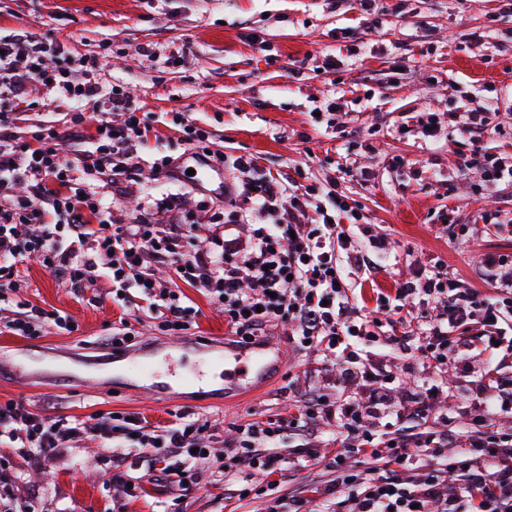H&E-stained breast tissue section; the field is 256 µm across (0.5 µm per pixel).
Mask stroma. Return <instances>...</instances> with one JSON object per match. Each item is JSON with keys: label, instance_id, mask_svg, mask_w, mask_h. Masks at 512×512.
<instances>
[{"label": "stroma", "instance_id": "obj_1", "mask_svg": "<svg viewBox=\"0 0 512 512\" xmlns=\"http://www.w3.org/2000/svg\"><path fill=\"white\" fill-rule=\"evenodd\" d=\"M376 24H369L356 0H0V33H25L63 45L73 62L94 57L100 96L71 100L34 83L12 121L21 139L63 128L74 113L105 111L112 87L130 95V107L147 127L136 145L139 173L125 194L146 209L166 197L183 201V221L200 225L194 245L205 252L235 214L224 204L220 180L198 182L195 163L173 128L179 112L190 113L208 132L211 152L253 156L260 173L291 177L320 190L336 188L359 205L372 230L395 247L385 271L368 277L350 270L352 297L362 311L378 293L394 294L402 280L429 261L473 287L490 282L483 254L512 255V232L483 224L485 210L512 214V183L480 197L476 175L461 178L468 140L454 130L458 114L474 109L498 112V126L484 136V152L512 155V45L503 46L500 24L490 15L499 0H382ZM336 66L325 69L326 58ZM432 112L438 135L422 136L419 123ZM403 166H394V158ZM454 191H447V183ZM22 302L55 308L73 317L67 334L19 337L0 333V354L37 352L31 382L0 381V402L21 400L40 414L87 418L134 413L165 426L184 409L211 433V456L201 481L181 490L176 476L149 471L129 456L123 469L135 493L112 481V452L101 439L76 442L57 459L34 464L0 441V501L35 512H267L270 499H243L224 492L225 439L254 420L294 413L296 396L329 393L340 367L310 351L287 346V364L259 392L225 397L222 385L180 399L156 400L138 379L113 385L108 372L93 384L56 386L62 371L83 374L87 358L101 355L123 313L113 303L109 276L98 292L66 288L36 261L21 268ZM195 311L189 337L199 346L225 335L224 308L185 288ZM369 356L384 370L393 396L447 388L427 423L382 416L372 430L392 438H418L457 425L464 411L468 376L431 368L403 385L410 360L385 339L370 344ZM336 424L324 421L314 436L290 432L276 445L284 465L277 497L287 504L305 489L304 512H324L327 501L311 493L334 477L327 457L334 450ZM321 456L307 467L294 464L303 445Z\"/></svg>", "mask_w": 512, "mask_h": 512}]
</instances>
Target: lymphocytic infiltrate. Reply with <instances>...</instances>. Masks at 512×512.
Wrapping results in <instances>:
<instances>
[{"label": "lymphocytic infiltrate", "instance_id": "lymphocytic-infiltrate-1", "mask_svg": "<svg viewBox=\"0 0 512 512\" xmlns=\"http://www.w3.org/2000/svg\"><path fill=\"white\" fill-rule=\"evenodd\" d=\"M51 51V45L20 34L0 35V311L12 304L21 286L20 268L31 258L78 293L97 288L99 269L108 266L113 296L136 290L170 335L192 325L180 290L188 285L222 303L228 335L251 341L284 323L295 346L320 350L341 365L333 382L335 400L312 391L288 418L240 428L226 444L225 476L234 475L244 459L266 478L267 488H275L283 459L272 453V445L289 429L310 434L321 421L332 420L348 450L334 457L335 477L326 492L349 490L357 512H512V435L493 430L491 423L494 415L512 414V377L491 366L476 375L471 397L477 412L464 421L470 431L466 438L451 429L423 440H385L368 429L366 416L381 409H394L400 419L426 418L432 389L407 392L397 406L383 388L365 402L351 398L352 387L379 377L360 345L375 339L384 323L356 313L346 294L345 271L372 269L375 258L390 253L384 236L367 227L354 231L355 205L334 191L319 202L314 187L253 177L254 161L243 155L228 162L240 189L224 193L235 209L237 233L215 249L194 251L195 225L173 218L158 224L138 206L126 220H115L112 202L123 197L137 169L133 147L145 134L126 92L115 90L108 98L110 111L122 113L121 122L78 112L65 129L41 130L30 141L11 131L9 115L25 103L30 83L66 98L99 95L90 77L97 59L84 60L88 77L78 82L67 57L47 64ZM67 140L84 143V150L67 157L62 150ZM463 167L477 170L476 190L482 195L512 182V163L478 149ZM159 265L174 270L175 280L158 278ZM481 265L492 275L493 294H482L433 265L401 282L394 295L378 297L379 309L398 313L416 296L432 301L434 313L412 318L423 364L468 371L473 350L512 352V259L487 253ZM71 322L59 310L31 304L0 326L25 337L51 327L65 330ZM114 421L109 412L88 422L40 415L21 401L0 404V438L15 443L32 462L59 455L84 435L106 436ZM123 426L149 449V465L163 464L183 487L197 483L196 466L211 450L201 444L202 429L188 412H174L160 432L140 416ZM362 456L383 462L382 473H363ZM450 466L458 475L454 485L442 477Z\"/></svg>", "mask_w": 512, "mask_h": 512}]
</instances>
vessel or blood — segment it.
<instances>
[{
  "mask_svg": "<svg viewBox=\"0 0 512 512\" xmlns=\"http://www.w3.org/2000/svg\"><path fill=\"white\" fill-rule=\"evenodd\" d=\"M192 340L176 342L146 349H129L113 354L111 360L90 361V368L96 370L113 369L114 372L128 373L150 380V390L157 398L163 399L173 393L175 386L198 387L199 381L192 376L179 378L177 384L162 381L158 366L163 362H174L190 351ZM208 362L223 366L222 380L225 395L250 393L258 389L274 374L285 367V359L279 347L266 341L239 344L231 337H222L201 351Z\"/></svg>",
  "mask_w": 512,
  "mask_h": 512,
  "instance_id": "vessel-or-blood-1",
  "label": "vessel or blood"
}]
</instances>
